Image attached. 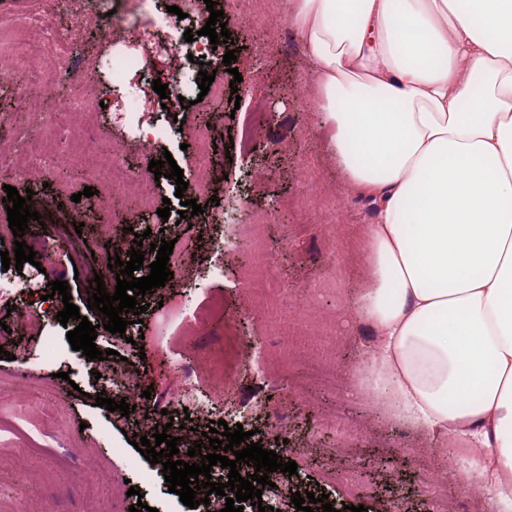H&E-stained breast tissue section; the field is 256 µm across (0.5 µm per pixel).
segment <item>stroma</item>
Masks as SVG:
<instances>
[{"label": "stroma", "mask_w": 512, "mask_h": 512, "mask_svg": "<svg viewBox=\"0 0 512 512\" xmlns=\"http://www.w3.org/2000/svg\"><path fill=\"white\" fill-rule=\"evenodd\" d=\"M111 7L112 14L90 17L83 38L70 44L71 67L48 73L66 94L96 75L99 94L92 111L73 115L70 148L54 157L55 171L69 170L71 179L61 183L53 174L31 177L42 187L33 208L43 223L35 232L47 244L46 253L35 259L47 265L45 281L68 283L80 315L97 327L95 344L104 352L105 364L125 366L137 394L125 417L96 406L94 394L115 400L122 394L115 385L95 379L89 359L67 339L76 320L60 324L56 300H42L41 289L22 290L13 302H0V322L10 330L0 348L24 349L15 360H0V419L11 424L0 440V512H104L117 499L156 512H191L179 495L169 492L163 472L153 470L130 437H149L166 425L164 410L171 390L178 387L196 399L188 408L193 430L184 435L174 427L170 436L194 443L211 422L223 418L226 393L218 366L228 324L256 342L263 356L261 366L239 370L236 406L258 428L264 448L278 447L283 460L297 463L303 489L345 505H364L368 512H435L442 483L452 500L467 504V512H488L483 495L468 483L476 467L470 452L387 425L354 391L334 393L289 367L285 343L270 333L254 305L251 222L260 211L267 219L260 239L276 262L275 286L288 310L329 325L340 367L360 369L371 329L350 304L366 276L361 233L375 208L359 196L339 215L322 204L325 220H339V237L347 247L339 265L318 260L325 248L323 232L319 225L299 223L297 206L333 196L348 183L329 150L332 129L311 108L319 87L306 65L303 43L291 28L290 0H241L237 10L225 11L231 39L218 44L211 66L215 85L228 86L232 76L223 56L235 50L243 77L236 108L224 97L205 107L197 104L201 77L197 68L186 65L181 48L150 54L144 68L113 81L109 66L98 59L97 38L99 28L125 19L123 0H112ZM258 17L264 24L256 42L250 31ZM260 55L265 64H257ZM157 79L171 87L183 83L188 108L173 113L162 109L152 89ZM142 88L147 95L138 110L144 121L188 132L200 128L203 111L214 112L206 171L198 170L195 150L183 148L181 136L159 138L146 148L128 136V98ZM22 91L14 81L0 83V151L6 153L17 152L22 139L48 133L30 124L21 111ZM246 126L255 133L247 147L238 142ZM88 149L105 154L118 150L127 170L143 176L150 161L172 155L184 181L202 178L203 188L195 197L203 213L189 221L180 218L176 184L165 177L154 183L147 207L139 197L106 192L75 161L76 153ZM87 186L93 190L88 198L82 194ZM75 193L80 202H72ZM165 205L171 211L166 220L157 214ZM212 214L221 216V223L209 222ZM89 216L110 225L109 234L76 232L75 224ZM143 232L151 243L173 242L182 263L165 286L145 294L148 309L141 315L142 325L127 326L121 336L112 334L105 329L106 316L88 309L86 283L109 256L126 257L135 234ZM218 266L223 275L215 274ZM195 314L202 315L203 323L194 333L185 322ZM34 317L39 325H31ZM184 363L192 367V377L182 373ZM65 371L70 374L66 381L61 378ZM340 416L361 428L346 446L338 442L334 428ZM349 464L359 468L360 488L353 493L339 478Z\"/></svg>", "instance_id": "stroma-1"}]
</instances>
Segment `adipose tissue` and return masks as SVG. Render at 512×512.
Here are the masks:
<instances>
[{
    "label": "adipose tissue",
    "mask_w": 512,
    "mask_h": 512,
    "mask_svg": "<svg viewBox=\"0 0 512 512\" xmlns=\"http://www.w3.org/2000/svg\"><path fill=\"white\" fill-rule=\"evenodd\" d=\"M348 183L375 204L356 390L478 449L512 507V0H290Z\"/></svg>",
    "instance_id": "obj_1"
}]
</instances>
